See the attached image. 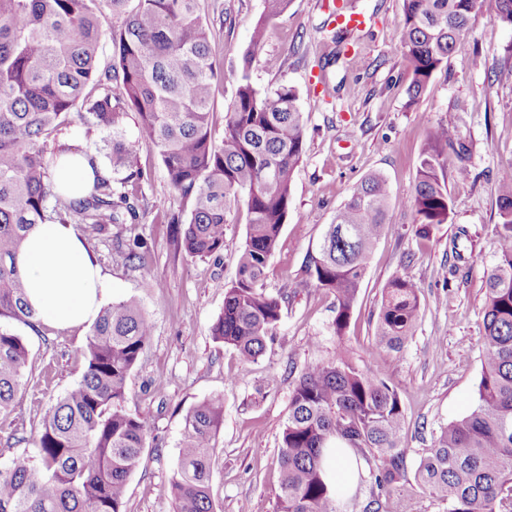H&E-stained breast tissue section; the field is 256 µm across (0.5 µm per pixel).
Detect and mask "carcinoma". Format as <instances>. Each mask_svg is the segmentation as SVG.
<instances>
[{"label": "carcinoma", "mask_w": 512, "mask_h": 512, "mask_svg": "<svg viewBox=\"0 0 512 512\" xmlns=\"http://www.w3.org/2000/svg\"><path fill=\"white\" fill-rule=\"evenodd\" d=\"M290 0H265L243 57L224 135L215 140V88L223 79L212 59L200 0H0V320L35 327L18 255L23 240L47 220L134 224L131 200L144 173L138 142L120 131L124 115L138 117L139 142L156 149L172 189L192 200L181 246L197 257L224 249L231 209L245 205L248 228L236 278L212 336L255 363L281 319V299L262 287L269 260L292 205L296 167L305 153V119L295 87L261 92L250 80L252 60L264 49L266 21ZM478 0H404L401 45L411 82L409 104L432 75L467 48ZM112 63L98 72L107 13ZM354 30L336 27V54L357 48ZM73 125L112 133V173L93 191L63 198L52 179L47 140ZM465 154L440 124L423 148L413 196L404 201L425 228L448 223L451 200L444 178L448 152ZM392 196L373 172L353 187L306 268L316 287L334 296L332 327L345 335L374 246L384 235ZM498 261L485 280L483 355L476 403L441 427L413 474L399 394L383 374L344 356L307 367L292 390L277 458L279 512H339L336 486L326 477L328 448H349L367 465L370 483L362 512H389L392 494L414 480L446 504V512H512V178L497 200ZM138 237L121 251L141 264ZM421 307L408 268L385 286L375 324L377 345L398 353L413 335ZM152 335L134 300L100 309L87 334L81 379L50 406L36 454L0 466V512H127L131 475L143 464L148 425L125 405L127 380ZM29 351L21 336L0 325V415L23 387ZM224 401L190 407L171 481L175 512H216L211 475Z\"/></svg>", "instance_id": "1"}]
</instances>
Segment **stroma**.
Masks as SVG:
<instances>
[{"label": "stroma", "instance_id": "obj_1", "mask_svg": "<svg viewBox=\"0 0 512 512\" xmlns=\"http://www.w3.org/2000/svg\"><path fill=\"white\" fill-rule=\"evenodd\" d=\"M201 6L214 61L224 72L214 99L220 131L264 0H201ZM347 6L366 17L355 35L356 54L336 59L328 0H291L284 14L269 21L264 54L250 69L259 90L294 86L306 121L292 208L263 281L269 294L281 297L282 317L258 363H243L211 332L236 277L245 210L231 211L220 256L187 254L180 245L181 221L191 203L172 190L158 155L144 143L137 224H109L99 232L77 227L102 269L105 303L136 300L153 327L126 390L127 408L146 415L149 424L145 461L129 482V512H174L169 482L183 418L209 397L224 400L212 476L217 512H276L277 455L293 383L308 365L340 353L395 385L406 416L409 467H416L441 425L475 403L485 278L497 261L498 188L512 177V78L500 75L512 28L497 21L493 0H481L468 49L449 57L412 104L399 40L403 0H347ZM442 123L468 148L465 159L451 158V165L465 163L470 175L460 180L447 173L450 219L419 236L403 201L413 195L421 151ZM372 171L390 187L388 229L339 340L331 329L334 297L315 287L304 266L336 209ZM133 235L144 243V261L136 269L117 250ZM405 266L420 287L421 309L413 336L395 354L376 347L375 321L386 284ZM12 328L28 345L29 363L22 392L0 418L2 466L35 454L43 416L85 368L86 328L33 329L19 322Z\"/></svg>", "mask_w": 512, "mask_h": 512}]
</instances>
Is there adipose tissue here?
<instances>
[{"label": "adipose tissue", "instance_id": "1", "mask_svg": "<svg viewBox=\"0 0 512 512\" xmlns=\"http://www.w3.org/2000/svg\"><path fill=\"white\" fill-rule=\"evenodd\" d=\"M53 177L71 199L91 191L94 172L84 155L60 152L54 157ZM20 264L27 300L40 321L59 329L94 323L104 280L74 225H37L22 245Z\"/></svg>", "mask_w": 512, "mask_h": 512}]
</instances>
